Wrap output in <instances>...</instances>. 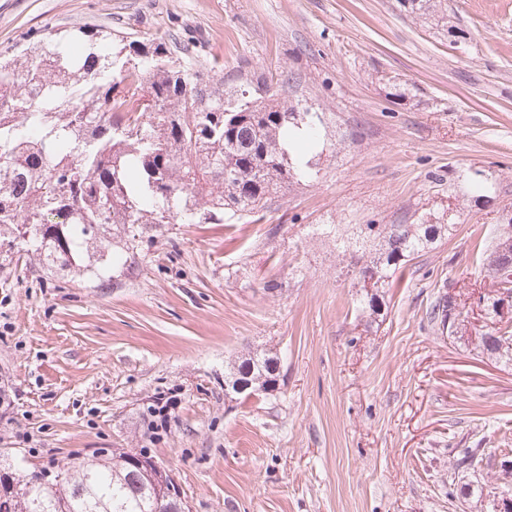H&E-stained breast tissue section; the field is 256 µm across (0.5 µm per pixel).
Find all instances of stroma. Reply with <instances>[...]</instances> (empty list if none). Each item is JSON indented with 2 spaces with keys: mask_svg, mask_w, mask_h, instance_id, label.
I'll list each match as a JSON object with an SVG mask.
<instances>
[{
  "mask_svg": "<svg viewBox=\"0 0 512 512\" xmlns=\"http://www.w3.org/2000/svg\"><path fill=\"white\" fill-rule=\"evenodd\" d=\"M0 0V50L46 26L113 42L197 36L180 61L231 94L267 83L322 115L313 178L224 224H177L120 287L0 251V448L46 469L144 448L191 512H488L448 483L512 489V360L481 338L512 326L488 247L512 225V0ZM362 224H446L398 269L380 314L349 253ZM450 293L458 334L427 312ZM502 299L497 320L485 297ZM279 359L278 389L224 392V369ZM178 404L153 432L149 405ZM498 463L457 472L464 449Z\"/></svg>",
  "mask_w": 512,
  "mask_h": 512,
  "instance_id": "stroma-1",
  "label": "stroma"
}]
</instances>
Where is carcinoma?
<instances>
[{
  "mask_svg": "<svg viewBox=\"0 0 512 512\" xmlns=\"http://www.w3.org/2000/svg\"><path fill=\"white\" fill-rule=\"evenodd\" d=\"M315 112L271 92L224 98L208 71L176 63L161 40L116 47L102 26L43 29L19 55L0 51V247L31 252L47 271L104 278L107 263L129 269L144 240L173 224H222L262 208L296 175L293 135L321 145ZM373 249L354 258L380 311L392 272L448 230L446 224L368 225ZM490 270L512 283V237L498 239ZM453 297L434 303L431 320L454 333ZM507 355L512 331L481 338ZM277 358L232 365L224 386L239 394L276 380ZM85 465L29 489L18 501L0 492V512H178L169 477L134 467L121 448L100 449ZM492 455L465 452L457 467L475 471Z\"/></svg>",
  "mask_w": 512,
  "mask_h": 512,
  "instance_id": "1",
  "label": "carcinoma"
}]
</instances>
